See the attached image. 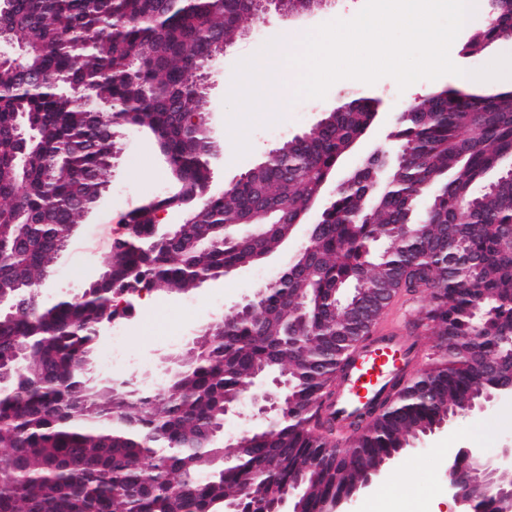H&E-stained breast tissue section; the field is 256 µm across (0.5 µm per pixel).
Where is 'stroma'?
<instances>
[{
    "label": "stroma",
    "mask_w": 512,
    "mask_h": 512,
    "mask_svg": "<svg viewBox=\"0 0 512 512\" xmlns=\"http://www.w3.org/2000/svg\"><path fill=\"white\" fill-rule=\"evenodd\" d=\"M364 3L365 0H325L319 9L290 20L274 16L265 24L251 18L241 21L233 43L217 56L205 80L210 129L224 144V156L213 167V190L237 182L268 151L314 127L327 110L337 105L343 92L352 90L381 101L366 136L344 157L340 172L345 175L359 167L375 149L396 153L398 144L391 134L397 114L407 102L438 87L463 85V77L455 75L421 80L403 90L390 77L371 85L341 80L330 87L325 98L291 103L284 114L263 113L248 133L249 153L235 157L227 126L230 110L226 104L229 90L224 86L225 75L234 73L237 63L248 56L252 47L266 44L280 29L292 26L306 33L334 19L348 20ZM118 147L111 168L102 176L104 191L100 202L75 226L66 247L57 256L47 281L49 291L79 290L105 272L111 260L112 240L122 231L121 216L133 206L147 203L172 188L168 164L153 139L126 127L118 135ZM277 269L276 259L269 257L187 293L155 291L142 296L136 313L120 318L128 328L129 359L108 370L94 367L92 388L127 380L144 386L163 382L171 366L169 357L179 347L161 343L157 321L177 323L183 335H193L217 318L232 313ZM510 443L512 398L481 412L460 415L449 426L421 437L398 463L381 469L376 480L349 502L346 512H431L435 507L440 512H454L445 475L453 449L478 446L492 455Z\"/></svg>",
    "instance_id": "1"
}]
</instances>
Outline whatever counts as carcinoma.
Segmentation results:
<instances>
[{"label": "carcinoma", "mask_w": 512, "mask_h": 512, "mask_svg": "<svg viewBox=\"0 0 512 512\" xmlns=\"http://www.w3.org/2000/svg\"><path fill=\"white\" fill-rule=\"evenodd\" d=\"M473 53L512 39V0H487ZM254 0H0V512H265L300 484V512H330L397 459L410 438L480 394L512 387V92L432 91L396 119V158L368 160L324 200L311 240L254 315L203 332L205 351L158 388L89 391L120 296L185 293L262 261L290 237L372 121L358 93L227 190L204 121L201 74ZM112 110L106 122L92 104ZM148 131L177 191L124 216L106 274L47 305L40 282L103 194L115 130ZM495 172V179L487 177ZM184 210L158 236L156 213ZM269 225L261 238L232 226ZM427 294L415 328L436 356L336 442L324 400L396 297ZM491 309L474 316L478 300ZM291 400L251 434L217 444L224 404L260 369ZM311 464L309 472L305 465Z\"/></svg>", "instance_id": "1"}]
</instances>
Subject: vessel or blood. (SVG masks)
Returning <instances> with one entry per match:
<instances>
[{"label":"vessel or blood","instance_id":"1","mask_svg":"<svg viewBox=\"0 0 512 512\" xmlns=\"http://www.w3.org/2000/svg\"><path fill=\"white\" fill-rule=\"evenodd\" d=\"M418 348L405 330L387 324L366 343L338 375L336 396L325 414L339 431L348 430L360 413L382 401L394 380L410 373Z\"/></svg>","mask_w":512,"mask_h":512}]
</instances>
